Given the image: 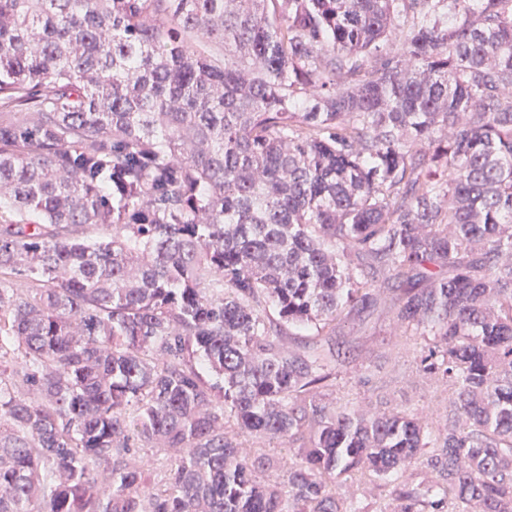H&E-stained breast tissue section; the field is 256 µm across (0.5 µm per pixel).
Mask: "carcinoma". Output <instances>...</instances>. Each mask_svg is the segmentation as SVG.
<instances>
[{"mask_svg":"<svg viewBox=\"0 0 512 512\" xmlns=\"http://www.w3.org/2000/svg\"><path fill=\"white\" fill-rule=\"evenodd\" d=\"M387 285L434 439L322 394ZM359 473L512 512V0H0V512H369Z\"/></svg>","mask_w":512,"mask_h":512,"instance_id":"carcinoma-1","label":"carcinoma"}]
</instances>
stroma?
Masks as SVG:
<instances>
[{
    "mask_svg": "<svg viewBox=\"0 0 512 512\" xmlns=\"http://www.w3.org/2000/svg\"><path fill=\"white\" fill-rule=\"evenodd\" d=\"M336 344L344 358L336 369L330 401L415 413L433 433L446 431L453 391L421 369L419 355L425 340L394 329L391 304L368 314L343 316L336 326Z\"/></svg>",
    "mask_w": 512,
    "mask_h": 512,
    "instance_id": "1",
    "label": "stroma"
}]
</instances>
